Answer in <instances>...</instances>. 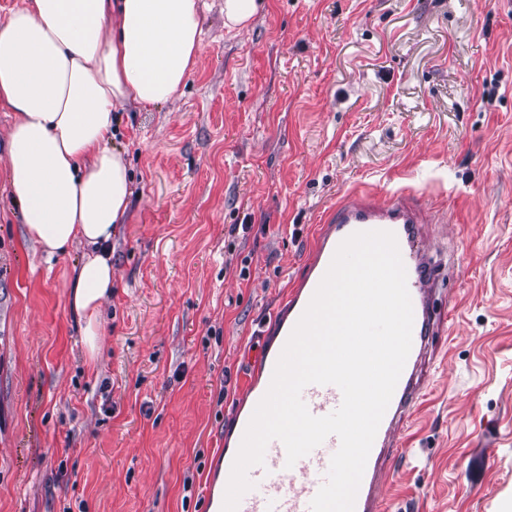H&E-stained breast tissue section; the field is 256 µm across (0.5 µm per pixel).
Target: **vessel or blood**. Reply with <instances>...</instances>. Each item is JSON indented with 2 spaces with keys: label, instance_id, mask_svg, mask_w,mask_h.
Wrapping results in <instances>:
<instances>
[{
  "label": "vessel or blood",
  "instance_id": "vessel-or-blood-1",
  "mask_svg": "<svg viewBox=\"0 0 512 512\" xmlns=\"http://www.w3.org/2000/svg\"><path fill=\"white\" fill-rule=\"evenodd\" d=\"M425 219L411 193H353L331 211L316 236L305 271L289 290L276 311L271 336L258 353L256 374L247 382L224 429L216 466L207 477L204 512H222L232 464L247 424L269 389L277 359L295 324L309 304L325 275L339 244L359 231L394 233L406 269L407 288L413 307L412 345L391 402L379 425L356 495L354 512H385L387 503L380 495L379 482L385 466L401 453L396 433L411 428L422 406L423 367L436 336L448 321L447 311L437 310L440 273L423 242L421 226ZM302 398L311 414L324 416L337 409L342 400L333 385L307 386ZM339 439L329 436L293 467H286V452L280 441H271L264 463L251 467L248 477L254 487L240 499L237 512H311L310 503L325 483Z\"/></svg>",
  "mask_w": 512,
  "mask_h": 512
}]
</instances>
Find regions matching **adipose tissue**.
<instances>
[{
  "mask_svg": "<svg viewBox=\"0 0 512 512\" xmlns=\"http://www.w3.org/2000/svg\"><path fill=\"white\" fill-rule=\"evenodd\" d=\"M200 0H19L0 20L6 186L28 242L46 258L79 242L70 308L89 360L112 294L110 244L130 220L122 149L109 134L128 103L173 100L202 51Z\"/></svg>",
  "mask_w": 512,
  "mask_h": 512,
  "instance_id": "ef3b65f1",
  "label": "adipose tissue"
}]
</instances>
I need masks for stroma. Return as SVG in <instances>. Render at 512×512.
Masks as SVG:
<instances>
[{"label": "stroma", "instance_id": "1", "mask_svg": "<svg viewBox=\"0 0 512 512\" xmlns=\"http://www.w3.org/2000/svg\"><path fill=\"white\" fill-rule=\"evenodd\" d=\"M180 94L115 116L131 219L99 360L0 191V512H203L255 350L348 192L423 197L460 264L388 512H512V0H205ZM262 0H224V26L242 29L259 12Z\"/></svg>", "mask_w": 512, "mask_h": 512}]
</instances>
